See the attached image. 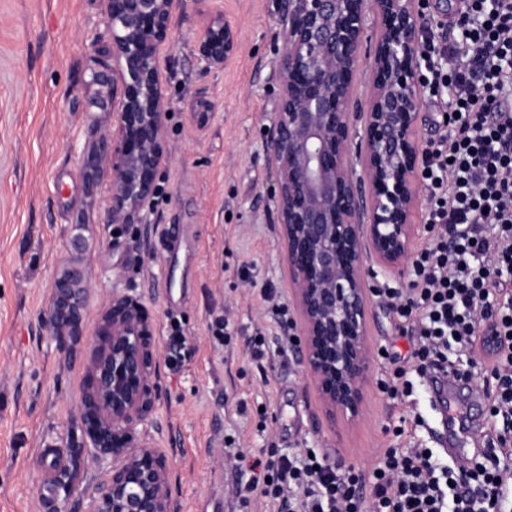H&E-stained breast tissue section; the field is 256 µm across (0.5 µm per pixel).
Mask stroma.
<instances>
[{
	"mask_svg": "<svg viewBox=\"0 0 512 512\" xmlns=\"http://www.w3.org/2000/svg\"><path fill=\"white\" fill-rule=\"evenodd\" d=\"M208 7L236 25L239 50L203 71L195 45L204 18L190 4L174 10L161 60L173 100L169 161L144 237L135 224L113 233L109 179L89 200L81 176L101 115L87 84L108 61L92 49L104 29L100 0H0V512H51L38 462L47 449L85 438L87 370L103 302L114 293L136 296L154 326L158 400L142 437L168 464L171 512H273L262 498L245 504L236 494L243 460L272 445L286 455L313 448L365 471L383 449L436 445L424 389L402 403L381 390L393 356L412 347L381 296L372 298L368 332L373 349L389 355L373 359L358 423L326 415L298 347L286 344L288 328L272 307L292 298L262 148L274 107L275 4ZM199 95L212 104L202 128L189 107ZM70 265L93 290L78 333L58 336L48 321L53 284ZM219 316L231 331L221 342L211 330ZM174 320L190 343L175 365L167 341ZM258 330L269 339L261 361L248 350Z\"/></svg>",
	"mask_w": 512,
	"mask_h": 512,
	"instance_id": "obj_1",
	"label": "stroma"
}]
</instances>
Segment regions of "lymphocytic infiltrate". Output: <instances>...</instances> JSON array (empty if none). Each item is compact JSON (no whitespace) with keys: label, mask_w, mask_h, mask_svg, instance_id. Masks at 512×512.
Returning a JSON list of instances; mask_svg holds the SVG:
<instances>
[{"label":"lymphocytic infiltrate","mask_w":512,"mask_h":512,"mask_svg":"<svg viewBox=\"0 0 512 512\" xmlns=\"http://www.w3.org/2000/svg\"><path fill=\"white\" fill-rule=\"evenodd\" d=\"M454 28L429 47L448 57L432 77L448 91V135L423 173L437 232L415 255L409 287L383 291L415 345L381 389L402 401L415 379L469 377L486 356L502 432L464 460L388 448L369 474L267 449L247 466L244 492L276 512H512V0H460Z\"/></svg>","instance_id":"obj_1"}]
</instances>
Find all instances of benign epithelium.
<instances>
[{
	"label": "benign epithelium",
	"instance_id": "1",
	"mask_svg": "<svg viewBox=\"0 0 512 512\" xmlns=\"http://www.w3.org/2000/svg\"><path fill=\"white\" fill-rule=\"evenodd\" d=\"M101 2L111 63L93 72L91 83L106 125L81 173L88 197L109 175L107 223L149 224L158 171L167 161L171 108L160 60L172 40L174 5L187 0ZM429 7L430 0H277L280 47L271 75L277 103L263 140L273 177L268 197L296 307L292 328L332 418L361 415L377 276L409 273L413 241L428 229L413 217L427 153L418 121ZM237 48V32L224 14H209L196 44L205 69L223 66ZM363 52L369 92L356 99ZM106 91L112 92L110 110ZM190 108L205 126L210 102L196 97ZM90 289L76 269L57 275L50 304L56 335L76 331ZM99 336L81 403L88 441L49 449L53 465H43L53 512L68 510L66 496L81 469L109 456L119 463L93 512H169L167 464L136 438L157 400L152 323L136 297L114 294Z\"/></svg>",
	"mask_w": 512,
	"mask_h": 512
}]
</instances>
